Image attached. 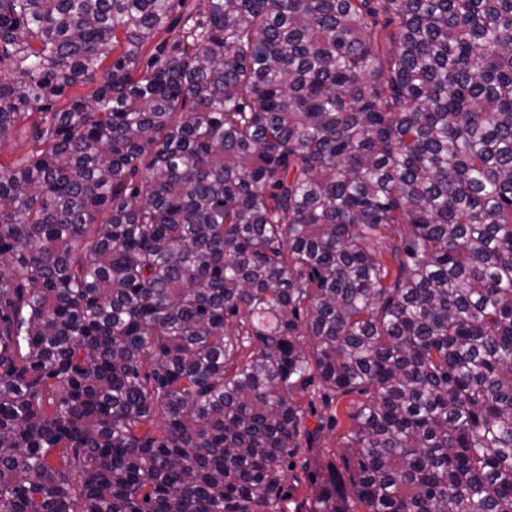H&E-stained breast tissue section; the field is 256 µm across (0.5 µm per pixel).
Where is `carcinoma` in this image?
<instances>
[{
    "mask_svg": "<svg viewBox=\"0 0 512 512\" xmlns=\"http://www.w3.org/2000/svg\"><path fill=\"white\" fill-rule=\"evenodd\" d=\"M183 6L0 0V512H512V0ZM30 149L25 123H19L12 135L0 145V158L8 163L13 159L25 156ZM361 397L357 394L341 396L336 401V424L328 423L320 433L318 446L314 452L319 456L318 464L315 466L312 462L306 465L304 460L297 457L293 459V464L284 485V494L280 501V507L285 512H294L301 502H304L307 495H311L314 487L318 486L322 479L327 475L323 471L326 462L332 457L338 461L341 447L344 443V436L347 434L351 421L348 418L350 408L355 402L360 401Z\"/></svg>",
    "mask_w": 512,
    "mask_h": 512,
    "instance_id": "obj_1",
    "label": "carcinoma"
}]
</instances>
